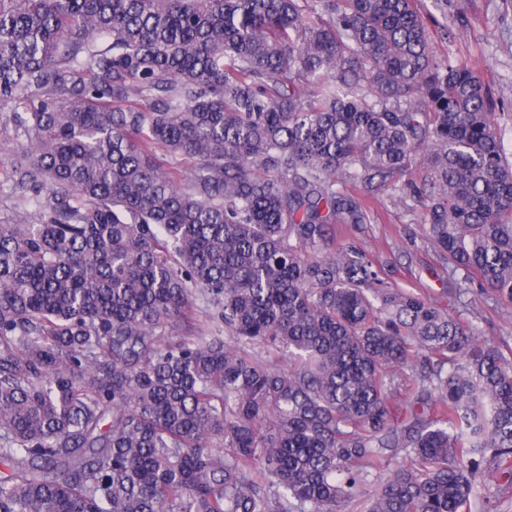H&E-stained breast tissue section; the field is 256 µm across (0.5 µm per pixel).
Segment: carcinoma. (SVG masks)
Instances as JSON below:
<instances>
[{
  "label": "carcinoma",
  "mask_w": 512,
  "mask_h": 512,
  "mask_svg": "<svg viewBox=\"0 0 512 512\" xmlns=\"http://www.w3.org/2000/svg\"><path fill=\"white\" fill-rule=\"evenodd\" d=\"M0 112V512L512 500V346L336 239L374 182L512 303L498 113L415 0H0ZM20 140L9 113L0 114V224H26L33 216V209L24 205L23 192L17 184L18 174L10 163Z\"/></svg>",
  "instance_id": "obj_1"
}]
</instances>
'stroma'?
<instances>
[{
    "label": "stroma",
    "instance_id": "35a3bbf8",
    "mask_svg": "<svg viewBox=\"0 0 512 512\" xmlns=\"http://www.w3.org/2000/svg\"><path fill=\"white\" fill-rule=\"evenodd\" d=\"M430 38L440 55L466 61L481 74L494 109L512 114V0H418ZM8 116L0 115V224H24L26 207L10 160L19 147ZM368 224L351 238L385 266L390 287L418 290L449 315L485 329L488 338L512 345V305L458 295L459 275L442 266L424 237L422 209L378 193Z\"/></svg>",
    "mask_w": 512,
    "mask_h": 512
}]
</instances>
